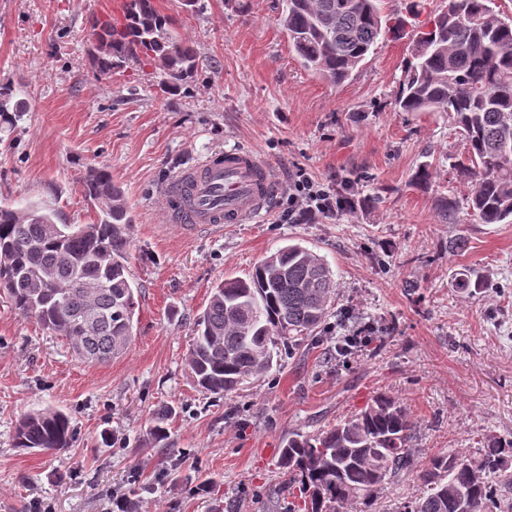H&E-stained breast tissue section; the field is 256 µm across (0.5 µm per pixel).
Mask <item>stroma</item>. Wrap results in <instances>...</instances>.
Masks as SVG:
<instances>
[{"label": "stroma", "mask_w": 512, "mask_h": 512, "mask_svg": "<svg viewBox=\"0 0 512 512\" xmlns=\"http://www.w3.org/2000/svg\"><path fill=\"white\" fill-rule=\"evenodd\" d=\"M123 0H0V86L22 114L0 122V203L37 204L60 224L97 217L83 182L106 167L135 222L130 274L135 338L110 362H78L0 298V512H112L122 491L139 512H287L278 464L294 432L313 433L377 394L417 418L419 462L512 440V224L466 213L441 223L440 195L471 186L451 165L466 146L444 112H399L394 99L411 43L379 41L345 83L306 69L279 17L281 0H157L204 61L192 85L162 94L149 66L100 75L92 22ZM253 151L278 188L306 168L350 193L354 212L286 224L281 199L246 224L183 234L166 221L162 190L182 170L225 150ZM430 163L429 191L411 186ZM468 248L450 250L458 232ZM298 243L329 263L336 300L325 325L234 392L195 386L187 353L212 286L244 278ZM489 288L460 292V270ZM380 337L379 349L336 362V339ZM175 414L166 449L145 445L149 418ZM63 411L74 428L57 454L14 446L17 417Z\"/></svg>", "instance_id": "obj_1"}]
</instances>
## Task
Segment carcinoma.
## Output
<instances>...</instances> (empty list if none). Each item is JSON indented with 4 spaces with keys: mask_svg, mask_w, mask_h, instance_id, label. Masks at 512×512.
Returning a JSON list of instances; mask_svg holds the SVG:
<instances>
[{
    "mask_svg": "<svg viewBox=\"0 0 512 512\" xmlns=\"http://www.w3.org/2000/svg\"><path fill=\"white\" fill-rule=\"evenodd\" d=\"M280 24L303 66L324 80L345 82L379 39H401L411 27V57L395 97L399 112H446L464 137L467 155L453 165L472 184L460 201L441 196L443 220L466 210L478 224H512V16L494 12L492 0H448L421 21L412 3L409 19L383 22L379 0H282ZM90 50L102 75L128 61L151 65L164 94L195 81L202 68L194 45L177 34L176 21L156 0H125L120 18L95 20ZM433 181L424 163L411 185ZM84 196L99 206L91 224H58L35 205H0V293L43 331L64 337L84 364L122 355L133 337L138 302L130 277L133 216L123 190L105 167L89 169ZM455 287L472 293L484 282L468 271ZM334 273L326 260L289 244L261 260L246 278L211 289L196 318L188 356L196 385L228 394L245 380L268 373L278 346L293 347L316 331L335 301ZM93 320L87 319L89 311ZM172 409L150 420V445L165 447ZM417 420L394 398L379 393L358 413L313 434L296 432L280 449L288 496L302 512H366L385 485L416 473L426 487L403 512H512V440L484 438L472 454L439 453L421 469L411 453ZM73 427L57 409L25 412L15 425V447L62 450Z\"/></svg>",
    "mask_w": 512,
    "mask_h": 512,
    "instance_id": "cac0c4a2",
    "label": "carcinoma"
}]
</instances>
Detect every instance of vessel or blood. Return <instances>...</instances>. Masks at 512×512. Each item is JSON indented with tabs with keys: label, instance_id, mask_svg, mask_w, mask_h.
<instances>
[{
	"label": "vessel or blood",
	"instance_id": "1",
	"mask_svg": "<svg viewBox=\"0 0 512 512\" xmlns=\"http://www.w3.org/2000/svg\"><path fill=\"white\" fill-rule=\"evenodd\" d=\"M275 192L270 170L250 151L235 149L179 174L163 196L168 221L191 231L249 222Z\"/></svg>",
	"mask_w": 512,
	"mask_h": 512
}]
</instances>
